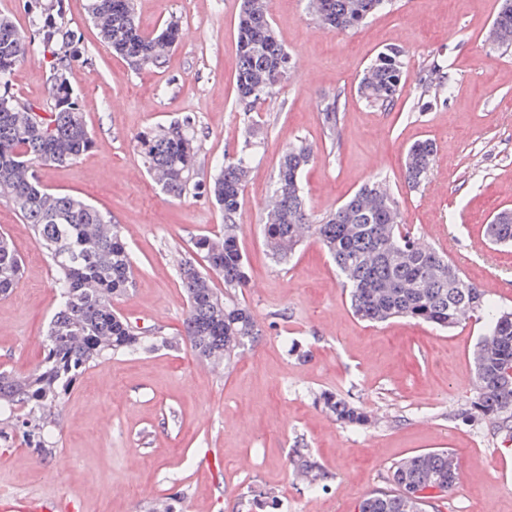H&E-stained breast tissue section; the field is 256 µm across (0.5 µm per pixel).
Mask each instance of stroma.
<instances>
[{"mask_svg": "<svg viewBox=\"0 0 512 512\" xmlns=\"http://www.w3.org/2000/svg\"><path fill=\"white\" fill-rule=\"evenodd\" d=\"M502 0H391L362 26L320 28L308 0H268L276 35L291 56L288 79L244 111L236 96L240 0H135L151 31L169 18L180 40L160 65L133 69L101 41L85 0H62L80 38L69 72L94 144L77 162L39 170L49 191L78 195L108 212L131 251L134 286L112 303L138 326L178 335L187 301L178 266L194 238L223 229L203 194L167 197L147 174L136 136L183 113L199 119L197 178L249 150L252 168L239 220L249 268L241 295L261 330L229 370L187 347L114 354L80 370L64 396L55 452L37 457L23 437L0 441V488L62 502L61 512H148L183 494V512H255L253 492L272 491L278 512H354L385 487L389 467L420 451L448 449L464 472L441 512H512V437L458 414L476 395L473 349L484 321L442 331L404 319H358L331 259L308 239L275 264L263 236L262 204L289 142L314 148L303 180L305 206L319 218L362 184L385 179L401 221L422 243L447 253L496 305L512 309V246L484 226L512 209V49L487 35ZM403 50L407 83L388 107L357 94L363 69L385 48ZM440 66L453 89L427 106L417 77ZM52 60L21 62L9 80L19 101L49 103ZM339 96L341 125L329 139L323 98ZM436 147L427 184L409 189L408 148ZM0 233L23 263L20 284L0 297V371L31 372L42 360L57 305L54 271L29 225L0 198ZM332 392L369 416L336 422L315 400ZM309 449L328 473L308 488L288 466Z\"/></svg>", "mask_w": 512, "mask_h": 512, "instance_id": "stroma-1", "label": "stroma"}]
</instances>
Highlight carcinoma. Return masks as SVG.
<instances>
[{"label":"carcinoma","instance_id":"cac0c4a2","mask_svg":"<svg viewBox=\"0 0 512 512\" xmlns=\"http://www.w3.org/2000/svg\"><path fill=\"white\" fill-rule=\"evenodd\" d=\"M388 0H309L319 24L338 34L358 27ZM86 12L102 42L136 68L161 61L178 41L181 28L171 19L160 31H140L132 0H86ZM38 47L12 20L0 17V97L15 66L32 52H54L62 59L72 47L78 61L73 31L63 25L61 9L43 0H31ZM489 38L500 48H512V0L502 5ZM238 62L235 74L239 104L249 111L273 94L290 69L288 52L277 40L265 0H242L237 24ZM401 50L387 48L364 69L357 93L365 102L388 106L405 83ZM45 115L28 112L16 103L0 100V197L10 202L30 225L36 243L50 256L56 272L59 300L45 336L42 362L28 375L0 371V412L3 424L20 431L29 447L48 457L55 451L48 428L78 371L118 353H147L185 345L202 362L226 369L246 346L255 342L258 326L252 311L240 299L248 272L237 224L241 198L249 174L244 156L224 158L204 192L224 212V231L200 236L193 256L178 267L187 295L188 311L178 336L137 330L112 310V300L133 287L130 251L118 225L86 200L51 193L40 182L42 166L63 165L86 155L93 138L80 111L77 96L68 89L52 91ZM322 122L331 137L340 125V99L323 100ZM148 174L166 195L179 198L193 182L199 146L196 117L185 114L136 139ZM314 156L313 147L299 140L282 155L269 199L273 212L263 227L271 258L285 263L308 237L323 245L349 290L357 316L371 322L406 318L442 329L472 319H486L487 331L474 351L476 398L461 411L463 419L482 417L497 429L512 428V311L491 304L487 293L467 281L447 256L422 246L407 232L393 195L380 179H373L336 209L318 219L307 212L302 180ZM434 146L421 140L406 156L409 187L419 188L430 175ZM485 236L495 244L512 243V209L498 212L485 225ZM201 256L205 267L197 266ZM224 280V291L213 288V278ZM21 279V261L7 235L0 234V296L9 294ZM323 408L345 426L364 427L367 415L331 393L319 398ZM22 413H16L17 409ZM453 453L447 449L415 453L389 469L387 487L357 504V512H440L454 487ZM294 472L309 477L313 488L326 479L322 465L305 448L289 455Z\"/></svg>","mask_w":512,"mask_h":512}]
</instances>
